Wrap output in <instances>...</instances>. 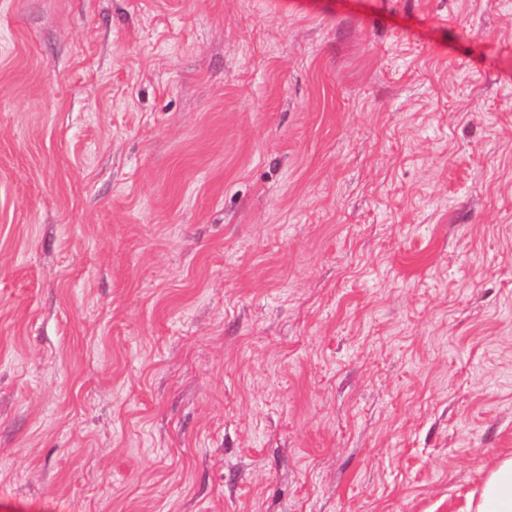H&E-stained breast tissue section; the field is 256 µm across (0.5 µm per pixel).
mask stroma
Listing matches in <instances>:
<instances>
[{
    "instance_id": "obj_1",
    "label": "stroma",
    "mask_w": 512,
    "mask_h": 512,
    "mask_svg": "<svg viewBox=\"0 0 512 512\" xmlns=\"http://www.w3.org/2000/svg\"><path fill=\"white\" fill-rule=\"evenodd\" d=\"M512 457V0H0V512H465Z\"/></svg>"
}]
</instances>
